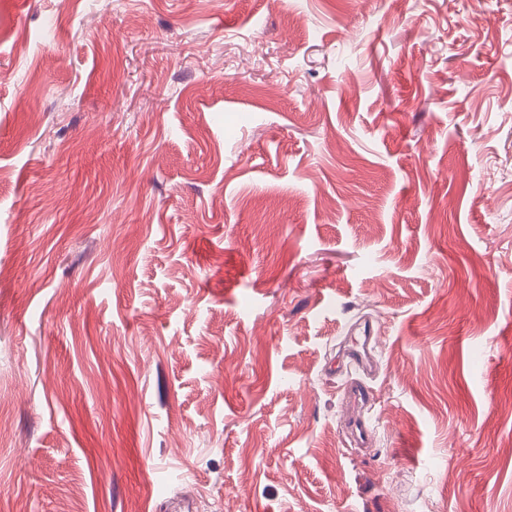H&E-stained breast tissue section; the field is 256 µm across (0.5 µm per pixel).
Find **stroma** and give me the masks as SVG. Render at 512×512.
Instances as JSON below:
<instances>
[{"label":"stroma","instance_id":"35a3bbf8","mask_svg":"<svg viewBox=\"0 0 512 512\" xmlns=\"http://www.w3.org/2000/svg\"><path fill=\"white\" fill-rule=\"evenodd\" d=\"M183 498L512 512V0H0V512Z\"/></svg>","mask_w":512,"mask_h":512}]
</instances>
